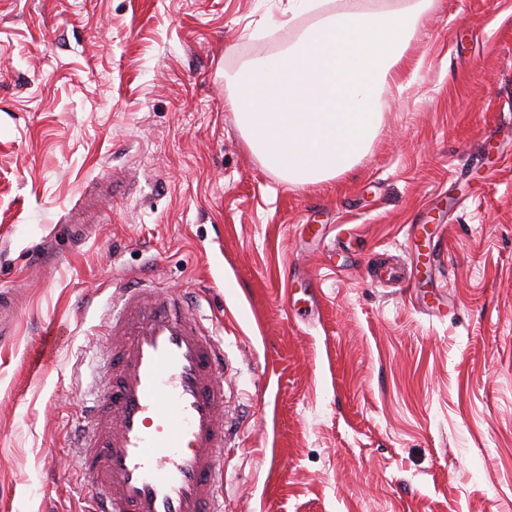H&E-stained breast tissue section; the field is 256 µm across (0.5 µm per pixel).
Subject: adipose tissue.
Wrapping results in <instances>:
<instances>
[{
	"label": "adipose tissue",
	"instance_id": "adipose-tissue-1",
	"mask_svg": "<svg viewBox=\"0 0 512 512\" xmlns=\"http://www.w3.org/2000/svg\"><path fill=\"white\" fill-rule=\"evenodd\" d=\"M432 0L340 9L272 66L250 68L230 103L252 152L284 180L317 185L350 172L382 121L384 85H402Z\"/></svg>",
	"mask_w": 512,
	"mask_h": 512
}]
</instances>
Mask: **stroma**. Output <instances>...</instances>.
Wrapping results in <instances>:
<instances>
[{"label":"stroma","instance_id":"stroma-1","mask_svg":"<svg viewBox=\"0 0 512 512\" xmlns=\"http://www.w3.org/2000/svg\"><path fill=\"white\" fill-rule=\"evenodd\" d=\"M282 7L0 0V512H83L73 424L138 276L224 342V512H512V143L481 144L512 119V0H434L369 151L313 187L228 101L317 21Z\"/></svg>","mask_w":512,"mask_h":512}]
</instances>
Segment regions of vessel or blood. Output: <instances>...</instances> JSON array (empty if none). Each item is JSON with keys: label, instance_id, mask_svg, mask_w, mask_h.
<instances>
[{"label": "vessel or blood", "instance_id": "b4317fda", "mask_svg": "<svg viewBox=\"0 0 512 512\" xmlns=\"http://www.w3.org/2000/svg\"><path fill=\"white\" fill-rule=\"evenodd\" d=\"M71 452L87 512H224V342L188 296L119 281Z\"/></svg>", "mask_w": 512, "mask_h": 512}]
</instances>
